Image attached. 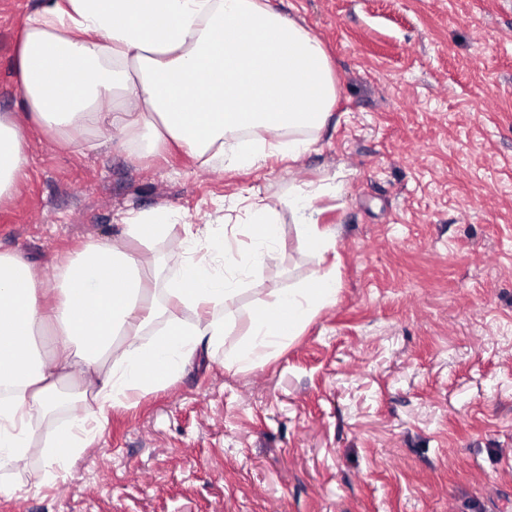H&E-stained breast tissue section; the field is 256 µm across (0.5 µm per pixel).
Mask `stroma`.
<instances>
[{"label": "stroma", "instance_id": "35a3bbf8", "mask_svg": "<svg viewBox=\"0 0 512 512\" xmlns=\"http://www.w3.org/2000/svg\"><path fill=\"white\" fill-rule=\"evenodd\" d=\"M40 0H0V113ZM322 41L336 103L315 151L259 168L186 149L135 162L120 148L28 133L29 176L0 205V251L52 280L128 213L164 206L162 279L225 236L239 293L224 341L175 383L108 409L89 448L50 476L47 439L81 402L34 422L28 465L0 512H512V0H271ZM319 189L324 257L288 208ZM276 206L269 257L246 207ZM336 301L245 368L250 310L314 276Z\"/></svg>", "mask_w": 512, "mask_h": 512}]
</instances>
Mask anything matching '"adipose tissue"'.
<instances>
[{
  "instance_id": "obj_1",
  "label": "adipose tissue",
  "mask_w": 512,
  "mask_h": 512,
  "mask_svg": "<svg viewBox=\"0 0 512 512\" xmlns=\"http://www.w3.org/2000/svg\"><path fill=\"white\" fill-rule=\"evenodd\" d=\"M11 71L21 109L0 113V202L28 174L27 127L67 144L117 132L138 162L178 146L234 170L273 154L300 160L336 102L321 40L268 0H42L22 23ZM313 200L304 192L288 206L305 247L321 255L330 235ZM169 219L164 208L122 218L119 236L87 243L49 283L20 254L0 251V470L20 467L34 420L60 411L63 382L97 406L50 435L59 461L86 448L107 408L169 387L177 363L223 342L237 290L222 275L192 262L174 287L148 283ZM335 298L333 277L322 275L255 307L240 364L299 335ZM155 321L162 336L144 341ZM47 326L54 338L41 356L31 338Z\"/></svg>"
}]
</instances>
